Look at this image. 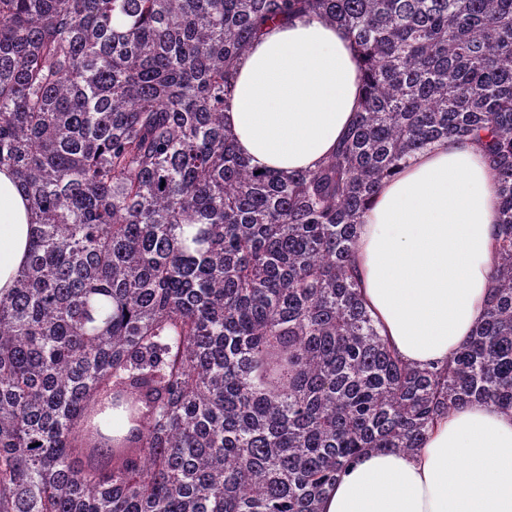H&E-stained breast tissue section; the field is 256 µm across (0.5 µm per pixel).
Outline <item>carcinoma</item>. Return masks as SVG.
Here are the masks:
<instances>
[{"label": "carcinoma", "mask_w": 512, "mask_h": 512, "mask_svg": "<svg viewBox=\"0 0 512 512\" xmlns=\"http://www.w3.org/2000/svg\"><path fill=\"white\" fill-rule=\"evenodd\" d=\"M347 31L364 98L314 171L224 131L267 22ZM472 138L501 199L486 318L404 363L363 306L382 183ZM38 229L0 294V512H319L367 450L512 410V0H0V167Z\"/></svg>", "instance_id": "cac0c4a2"}]
</instances>
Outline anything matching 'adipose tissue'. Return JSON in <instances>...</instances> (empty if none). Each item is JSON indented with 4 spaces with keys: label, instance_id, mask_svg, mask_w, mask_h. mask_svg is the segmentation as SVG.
<instances>
[{
    "label": "adipose tissue",
    "instance_id": "obj_1",
    "mask_svg": "<svg viewBox=\"0 0 512 512\" xmlns=\"http://www.w3.org/2000/svg\"><path fill=\"white\" fill-rule=\"evenodd\" d=\"M224 127L252 167L312 170L361 103L357 52L313 16L270 26L229 79ZM500 198L481 148L442 139L385 182L357 227L364 306L404 361L447 362L482 323ZM37 226L0 169V293L25 267ZM320 512H512V411L455 408L414 452L372 450L330 486Z\"/></svg>",
    "mask_w": 512,
    "mask_h": 512
}]
</instances>
